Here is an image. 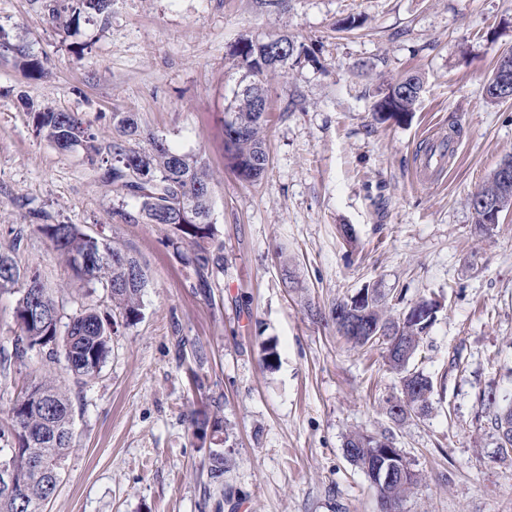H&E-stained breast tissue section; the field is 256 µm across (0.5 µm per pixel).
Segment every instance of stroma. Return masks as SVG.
I'll list each match as a JSON object with an SVG mask.
<instances>
[{
  "instance_id": "stroma-1",
  "label": "stroma",
  "mask_w": 512,
  "mask_h": 512,
  "mask_svg": "<svg viewBox=\"0 0 512 512\" xmlns=\"http://www.w3.org/2000/svg\"><path fill=\"white\" fill-rule=\"evenodd\" d=\"M351 14L360 27L337 30ZM0 28L45 67L0 61V251L39 272L65 320L88 304L111 311L109 291L73 276L34 212L103 235L148 278L139 321L117 323L99 375L66 380L74 436L48 512H378L344 455L353 431L389 437L420 473L402 512H512V459L480 405L489 392L512 402V210L483 231L471 206L512 158V101L483 93L512 49V0H112L108 22L68 30L46 0H0ZM276 34L311 57L269 74V164L243 183L224 166V111L244 76L233 53ZM408 74L423 82L413 114L376 119L377 88ZM31 107L79 113L106 137L126 112L204 159L224 241L211 299L191 288L167 227L37 136ZM436 128L454 150L423 184ZM287 269L301 289L286 287ZM368 288L397 318L438 307L414 359L434 381L424 420L390 417L399 377L382 348L351 347L333 326L336 302ZM46 372L63 370L36 352L0 366V423ZM194 411L222 432L193 437ZM214 451L227 459L217 479Z\"/></svg>"
}]
</instances>
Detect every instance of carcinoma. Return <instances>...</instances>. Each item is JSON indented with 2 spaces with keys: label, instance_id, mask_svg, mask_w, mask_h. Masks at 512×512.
Wrapping results in <instances>:
<instances>
[{
  "label": "carcinoma",
  "instance_id": "obj_1",
  "mask_svg": "<svg viewBox=\"0 0 512 512\" xmlns=\"http://www.w3.org/2000/svg\"><path fill=\"white\" fill-rule=\"evenodd\" d=\"M52 17L68 15V23L76 26L81 18L108 19L112 0H73V4L49 7ZM279 39L291 45L290 60L300 63L308 59V47L286 35ZM238 65L245 69L248 90L236 92L224 113V162L241 180L254 182L266 171L269 157L265 146L266 117L254 111L252 94L265 91L267 69L258 59L256 43L244 42L235 51ZM400 81L407 84L403 94L385 93L374 104V112L382 118H404L413 112L420 96L421 80L416 74ZM30 118L37 134L63 149L82 151L87 165L102 181L115 185L139 202V213L146 223H159L172 228L166 245L195 276L193 287L206 298L211 297L215 278L224 272V242L211 220L210 173L204 161L173 149L165 139L148 137L150 148L137 150L129 141L141 137L138 122L124 112L112 113L116 136L104 141L91 126L73 112H57L50 108L35 109ZM499 197L503 208L512 207V188L504 191L491 174L473 193L471 206L480 200ZM39 231L53 245L58 256L74 276L87 284L100 282L110 289L112 313L126 324L139 320L146 277L138 276L140 265L107 239L85 232L77 224H40ZM17 287V292L33 296L51 319L36 322L29 319L27 305L18 299L16 320L20 332L14 336L11 351L3 353V362L25 363L29 353L43 352L52 363H64L78 380L96 377L111 350L112 322L94 305L70 317L65 334L59 333L60 310L48 289L38 277L23 271L7 253L0 252V288ZM347 312L345 324L336 331L355 346L378 344L384 349L389 369L400 375L401 395L387 399V410L396 421L409 417H425L431 410L434 389L430 376L411 367L427 329L433 320H401L385 315L378 295L368 292L350 301H341L331 310ZM399 335L402 349H391L388 330ZM481 406L493 415L494 426L507 420L512 423V404L501 405L496 399L482 397ZM9 423L0 427V463L12 461L13 488H0V512H43L31 507L43 494L36 475L24 462L26 449L39 448L54 467L64 465L73 439V407L68 389L59 378L44 374L32 378L8 411ZM193 435L203 439L207 429L217 432L221 420L198 415L191 419ZM348 460L365 475L387 454L394 452L387 437L352 432L344 442ZM420 482V474L410 464L395 472L385 493L398 503L412 493Z\"/></svg>",
  "mask_w": 512,
  "mask_h": 512
}]
</instances>
